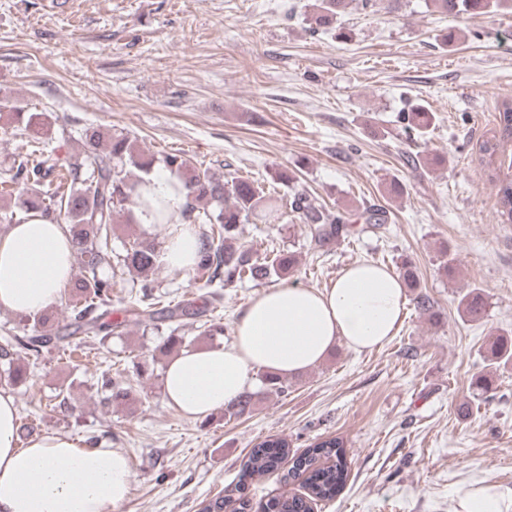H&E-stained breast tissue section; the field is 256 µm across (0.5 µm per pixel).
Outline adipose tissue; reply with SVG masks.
<instances>
[{"label": "adipose tissue", "mask_w": 512, "mask_h": 512, "mask_svg": "<svg viewBox=\"0 0 512 512\" xmlns=\"http://www.w3.org/2000/svg\"><path fill=\"white\" fill-rule=\"evenodd\" d=\"M143 195L177 214L186 201L180 179L162 171ZM200 241L194 225L170 224L158 253L171 271L191 269ZM74 266L62 224L31 215L0 234V308L37 315L61 297ZM406 304L399 275L371 262L344 269L332 287L280 285L256 295L240 314L233 341L185 348L167 364L164 392L184 415L203 420L254 384L257 372L289 378L321 363L337 344L356 351L382 346L398 331ZM17 409L0 393V512H119L131 491L127 455L117 448H79L62 435L27 447L15 443Z\"/></svg>", "instance_id": "ef3b65f1"}]
</instances>
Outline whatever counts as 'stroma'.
Segmentation results:
<instances>
[{"label": "stroma", "mask_w": 512, "mask_h": 512, "mask_svg": "<svg viewBox=\"0 0 512 512\" xmlns=\"http://www.w3.org/2000/svg\"><path fill=\"white\" fill-rule=\"evenodd\" d=\"M314 0H0V102L49 115L41 138L54 158L77 156L100 126L146 152L183 153L225 178L303 191L352 220L350 240L314 252L293 215L243 224L242 244L272 245L298 264L290 284L331 287L367 260L397 269L411 260L403 323L383 346L338 345L318 366L289 378L283 394L255 382L254 410L199 422L163 396V336L128 326L88 357L53 351L15 389L18 424L31 437L66 435L78 447L111 430L133 479L120 512H201L224 489L252 502L297 493L287 467L240 483L253 445L284 437L293 453L343 439L348 478L314 512H458L461 491L488 480L512 493V361L494 364L486 345L512 331V224L502 223L479 145L512 96V13L473 21L400 0L340 17L351 42L314 33ZM455 44L444 45L448 31ZM435 114L426 140H406L401 112ZM420 156L412 167L408 156ZM386 210L379 227L364 207ZM453 258L444 270V258ZM164 301H205L192 273L160 269ZM479 289L480 319H465L462 294ZM429 297L432 311L417 307ZM117 363L132 385L127 405L103 409L96 363ZM492 393L475 396L479 376ZM63 394L68 412L44 398Z\"/></svg>", "instance_id": "obj_1"}]
</instances>
